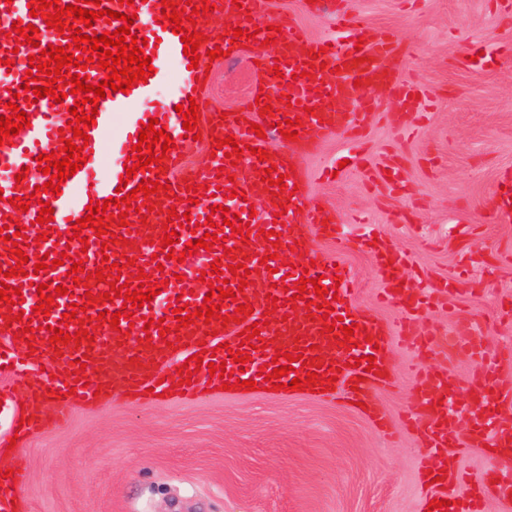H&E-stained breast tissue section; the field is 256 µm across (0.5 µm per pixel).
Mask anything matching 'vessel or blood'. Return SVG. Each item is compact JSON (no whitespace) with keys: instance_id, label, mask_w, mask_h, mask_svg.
<instances>
[{"instance_id":"1","label":"vessel or blood","mask_w":512,"mask_h":512,"mask_svg":"<svg viewBox=\"0 0 512 512\" xmlns=\"http://www.w3.org/2000/svg\"><path fill=\"white\" fill-rule=\"evenodd\" d=\"M334 2L336 24L342 33L341 39L307 40L297 28L295 20L285 14L269 17L268 0H241V7H234L231 0H212L215 9L210 16L199 18L197 29L204 32L207 39L201 43L198 52L221 48L228 49L229 39L213 36L212 30L217 22L227 21L234 28L249 29L251 22L270 19L272 25L279 27L276 44L265 46V33H258L249 39L250 52L258 64L255 68L257 82L263 85L261 102L280 93H288L293 103L284 112L260 117L258 123L263 126L264 137L251 132L246 120L235 116L219 117L218 113L206 112L197 121L204 143L212 156L197 165H188L181 150L185 145L183 118L177 114L176 107L196 100L206 104L207 90L198 88L196 81L204 77L203 68H190V60L184 55V44L180 35L165 28L162 21L161 0H135L133 5L122 4L121 0H101V9L133 15L130 27L133 35L148 38L145 55L151 56L154 68L153 76L146 82L138 83L131 91L121 93L106 90L100 100L95 123L90 130L91 139L84 150L88 160L83 163L75 175L69 177L61 186L60 194H43L42 200L49 202L53 209L54 221L49 225L37 224L39 204L31 203L28 212H21L10 204L11 198L34 193L36 186L44 184L46 175L38 171L36 161L39 154H48L58 149L59 130L70 120V109L74 105L73 97L53 101L43 97L38 102H20L21 111L30 119L29 128L14 136L12 144L0 147V191L4 199L0 200V228L6 219L19 221L26 228L24 238L18 239L19 247L25 248L29 257L23 269L33 275L32 281L23 277L8 278L7 283L21 287L25 319L33 321L36 331L32 342L15 339V327L9 326L6 318L0 317V377L4 385L0 386V415L13 412L16 393L26 394L25 413L30 421L26 423L27 433L40 432L47 423L62 421L67 413L78 406L98 405L96 396L98 387L115 386L123 392L138 394L141 401L156 400L159 393L168 391L172 396L185 399H197L202 388L209 384L208 370L192 374L189 384H181L179 375L170 374L165 365L171 359L187 361L193 354H202L204 362L225 361L226 371L240 380H253L258 387H265L263 366L268 361L267 345H276L281 352L293 355L301 349L315 347L319 358L318 373L324 378H334L333 389L327 391L330 400L347 398L354 402H371L377 388L382 384V371L386 367V350L391 340H398L417 346L418 362L410 368L414 381L416 404L404 418L406 426L422 432L429 449L427 456L420 462V473L434 468L440 449L454 448L458 445L459 434L456 430V417L441 405L440 397L446 394L454 383L450 367H442L433 372L425 369L424 361L436 355L437 349L433 337L420 336L415 332L417 317L429 309L435 296L441 293V286H433L426 291L399 290V275L406 258L399 251L390 249L382 242L374 241L372 235H365L368 252L378 268L385 286L382 290L385 301L399 306L406 319L397 332L379 322L378 318L363 314L359 310L349 309L352 274L347 265L339 263L337 257L324 254H311L312 234L322 231L324 238L338 239V225L325 221V214L318 208L303 205L302 191L306 187L308 176L303 165L304 158L329 135H337L346 140H357L366 133L368 119L375 108L373 100L366 95V89L376 83H387L391 94L398 99L402 112L396 113L395 121L402 128H410L417 121L416 106L412 95L416 86L396 79L387 70L386 60L397 53L399 44L392 37L377 34L366 36L363 19L349 9L346 0H318V7ZM29 0H0V29L10 30L12 23L34 25L38 29L36 45H16L14 40L0 38V116H8L9 101L15 93L21 92L23 77L28 68L29 58L39 55L42 47L48 45L66 46L67 41L55 30L49 29L43 17L29 14ZM318 53L320 61L326 62V69H313L311 77H304L305 63L310 53ZM164 83L171 84L172 91L166 101L152 108H145L155 89ZM122 116L118 150L112 156L107 175H98L95 166L103 157L104 141L113 128L115 116ZM158 118L166 125L174 140L175 149L167 152L163 163L165 174L138 171L137 175L127 176L124 164L132 154L140 131L151 118ZM299 119L297 140L284 141L281 155L272 157L278 174L284 175L288 187L286 193L272 197L271 188L263 182L258 173L257 156L253 148H267L268 136L278 135L277 121ZM235 136L237 141L249 144L250 153L244 154L238 162H231L224 150L218 149L215 137ZM26 171L25 180H16L19 171ZM128 177V184H121V177ZM159 181L170 185V194L162 191L153 194L154 210L147 215L133 212L128 216V226L119 228L123 243L111 244L103 248L101 238L96 237L93 229H84V241L71 237L73 220L85 217L90 202L103 200L115 192L129 194L137 188L141 180ZM206 186L215 189V197H201L198 205H189L186 200L187 186ZM228 207L230 212L238 214L240 220L249 226V244L244 251H237L232 231L224 225L221 215L212 214V205ZM258 205L261 213L251 216V205ZM176 208L178 213H190L192 225L180 229L179 241L173 249L183 252L193 237L204 236L215 231L223 237L224 244L212 250H199L198 254L178 262L176 256L166 259L160 253L161 245L156 238L161 232V224L167 216L166 209ZM272 230L275 240L263 238L262 233ZM47 234L46 242H37L36 237ZM72 250L81 253L86 272H96L102 258L117 262L120 256H127L141 265L145 273L153 280L167 281L168 286L153 301L143 307L134 308L133 318L121 319L119 328L99 326L97 316L100 310L112 312L121 310L122 299L103 302L101 307L78 312L76 319L67 326V333L78 329H87L91 342L81 347L65 346L62 355H54L50 348V328L58 327L63 313L69 304L77 302L85 292L100 295L109 291V283L118 279L129 283L131 289H138L135 276L117 274L109 271L104 282L90 281L89 285H74L68 277V265H61L47 271H35L32 264L37 253L44 252L50 258H60L62 251ZM296 254L299 258L291 277L279 273L278 257L284 253ZM271 256L269 269H261L260 259ZM223 264H244L245 268L255 271L254 282L248 287H240L238 279H230L229 285L239 288L237 300H224L220 310L227 316V324L218 321L204 323L196 319L194 327L178 326L173 314L179 301H186L190 309L201 308L209 288L201 283L202 272L210 271L214 260ZM322 278L325 289H337L339 299L334 302V313L342 317L344 325L354 326L353 338L357 341L356 350L348 352L346 358L336 356V345L332 335L323 333L320 312L316 305H305L304 301H285V294L295 295V281L302 275ZM46 283L50 287L65 286L67 295L56 297V306L50 314L42 315L34 310L39 297L38 284ZM251 303L253 312L242 321H234L237 304ZM276 308L282 320L276 327L263 326L251 345H244L241 333L252 323L260 322L266 309ZM164 319L172 332L160 336L158 328H145V319ZM182 339V348H172L175 339ZM466 349L478 354L481 363L471 377V385L477 394L470 401L467 417L473 433V445H488L506 449L507 455L499 468L491 470L496 478L495 489L501 499L512 496V425L503 426L498 413L485 399V391L490 383H496L499 359L496 355L483 351L480 344L469 341ZM240 349L248 355L247 363L239 365L231 362L229 352ZM371 356L375 359V372L365 367H354L356 357ZM85 360L84 372H76V360ZM46 363L50 377L47 387L32 391L29 377L30 369L39 363ZM339 367V374H332V367ZM12 477H0V512H12L11 503L28 480L29 467L24 455H15L11 463ZM438 498L447 500V507L440 512H481V499L471 496L455 499L450 486H442L437 492Z\"/></svg>"}]
</instances>
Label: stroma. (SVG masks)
I'll use <instances>...</instances> for the list:
<instances>
[{"label": "stroma", "mask_w": 512, "mask_h": 512, "mask_svg": "<svg viewBox=\"0 0 512 512\" xmlns=\"http://www.w3.org/2000/svg\"><path fill=\"white\" fill-rule=\"evenodd\" d=\"M371 31L408 45L397 77L425 93L420 128L403 131L400 104L386 87L376 101L359 163L351 146L327 137L304 160V202L334 219L365 213L409 259L408 287L445 280V304L420 315L421 326L447 340L460 319L493 349H512V224L497 221L503 187L512 188V59L463 63L464 48L512 40L505 0H351ZM269 11L293 15L307 39L337 37L330 14L304 0H270ZM211 104L239 111L257 77L247 56L211 65ZM401 158L409 192L390 194L386 166ZM338 169L323 181L324 168ZM355 277L349 303L398 328V307L377 296L383 279L370 256L349 249ZM415 348L392 342L390 375L375 402L397 426L384 441L358 406L310 395L209 390L194 401L144 404L117 393L75 408L65 425L15 440L0 421V439L15 440L30 461L22 512H425L429 493L415 464L420 433L401 426L415 405L408 366Z\"/></svg>", "instance_id": "35a3bbf8"}]
</instances>
